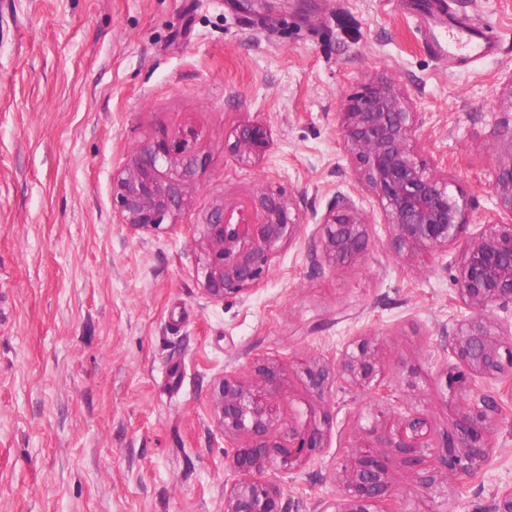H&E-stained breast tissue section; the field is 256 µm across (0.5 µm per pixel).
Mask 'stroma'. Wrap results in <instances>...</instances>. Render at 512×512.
<instances>
[{"label": "stroma", "mask_w": 512, "mask_h": 512, "mask_svg": "<svg viewBox=\"0 0 512 512\" xmlns=\"http://www.w3.org/2000/svg\"><path fill=\"white\" fill-rule=\"evenodd\" d=\"M497 35L496 53L445 67L423 41L425 0H0V512H224L235 479L209 398L257 358L298 365L379 335L387 362L420 371L384 383L392 414L453 431L448 329L459 245L403 261L338 133L342 98L395 78L422 124V159L448 173L468 233L493 221V182L512 158V0H453ZM259 121L255 167L224 147ZM195 128L207 157L173 228L122 224L112 179L152 135ZM289 192L301 230L256 290L202 289L198 224L263 182ZM351 197L379 231L352 265L321 251L322 218ZM490 468L428 493L386 449L398 512H489L512 487V403ZM368 392L337 383L321 454L289 474L286 512L335 500Z\"/></svg>", "instance_id": "1"}]
</instances>
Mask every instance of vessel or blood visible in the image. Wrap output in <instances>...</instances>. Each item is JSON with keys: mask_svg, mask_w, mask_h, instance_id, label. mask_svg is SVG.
<instances>
[{"mask_svg": "<svg viewBox=\"0 0 512 512\" xmlns=\"http://www.w3.org/2000/svg\"><path fill=\"white\" fill-rule=\"evenodd\" d=\"M438 11L446 10L444 0H439ZM448 36L439 38L429 35L427 44L430 50L451 65L483 59L491 55L496 43L487 28L472 16L447 12Z\"/></svg>", "mask_w": 512, "mask_h": 512, "instance_id": "1", "label": "vessel or blood"}]
</instances>
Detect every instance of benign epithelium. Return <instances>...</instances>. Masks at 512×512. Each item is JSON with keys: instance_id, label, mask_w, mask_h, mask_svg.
<instances>
[{"instance_id": "1", "label": "benign epithelium", "mask_w": 512, "mask_h": 512, "mask_svg": "<svg viewBox=\"0 0 512 512\" xmlns=\"http://www.w3.org/2000/svg\"><path fill=\"white\" fill-rule=\"evenodd\" d=\"M337 116L339 136L356 162L355 182L381 209L389 250L407 259L422 251L448 252L468 225L466 205L451 191L448 175L420 159L418 113L400 84L390 77L368 80L360 95L341 100ZM271 142L269 126L247 121L232 129L224 146L240 163L252 165L264 158ZM206 163L192 129L164 132L136 149L112 181V203L122 223L146 232L175 225ZM494 193L500 219L482 225L456 263L461 312L448 332V352L460 371L446 374L447 386L459 396L456 437L438 444L419 412L388 429L376 408L365 406L354 416L359 453L336 473L340 494L323 512L392 510L395 494L378 448L401 454L426 491L450 477L471 478L491 462L499 407L476 382L503 383L512 397V320L495 316L497 310L512 311V157L499 166ZM323 224L321 249L333 265L362 257L376 234V225L342 193ZM301 225L291 195L270 182L242 204L215 205L200 225L205 294L223 301L259 287ZM286 371L281 361L257 359L224 374L214 387L211 409L224 443L233 449L229 464L238 476L224 490V512H284L283 477L325 447L334 420L329 398L337 383L371 392L378 404L389 400L381 386L380 342L367 334L350 338L336 357H315L304 366L306 390L315 402L304 420L280 413L274 402ZM271 468L282 478H262Z\"/></svg>"}]
</instances>
